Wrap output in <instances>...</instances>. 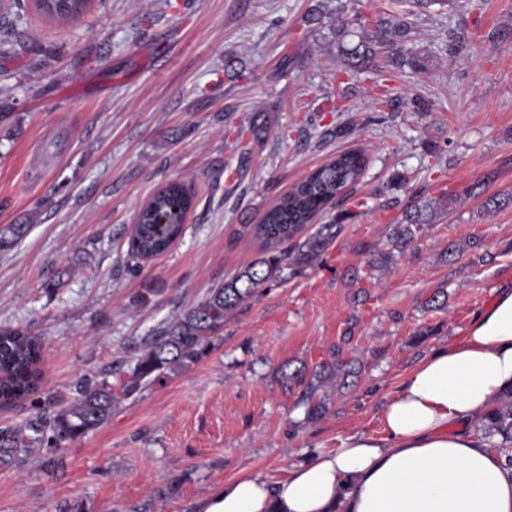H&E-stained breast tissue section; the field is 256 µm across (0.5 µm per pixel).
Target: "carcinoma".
Wrapping results in <instances>:
<instances>
[{
	"label": "carcinoma",
	"mask_w": 512,
	"mask_h": 512,
	"mask_svg": "<svg viewBox=\"0 0 512 512\" xmlns=\"http://www.w3.org/2000/svg\"><path fill=\"white\" fill-rule=\"evenodd\" d=\"M22 11L33 6L35 12L56 21L75 20L90 5V0H14ZM407 26L396 14L379 20L373 31L344 49L340 64L344 70L372 71L379 52L387 51L403 64L417 70L422 60L396 45L395 38L406 35ZM366 166L365 156L351 151L337 156L299 183L291 192L268 209L260 223L252 226L254 237L270 248L291 243L277 254L260 258L238 272L220 288L211 289L199 302L185 309L176 319L141 340L140 354L126 371L104 369L91 378H82L75 386L72 401L52 413L42 412L35 421L8 435L0 434V460L14 459L31 453L36 446L55 452L77 437L98 428L122 405L144 387L164 378L168 372L196 362L210 343L213 335L224 325V319L242 303L253 298L260 288L280 277L283 263L297 268L311 265L327 240L333 234L332 225L324 224L303 241L298 234L316 214L355 184ZM192 205L189 190L173 182L157 191L141 214V222L132 230L129 253L135 259L165 251L179 237L183 226L168 224L160 229L154 224L155 214L165 212L176 216ZM448 208V201L427 199L416 205L407 216V224L397 229L394 245L401 249L415 237V227L434 224ZM25 224H10L0 233V247H7L24 236ZM21 330L8 332L0 338V404L8 405L33 394L41 381L40 362L42 345L28 341L25 348L18 346L16 337ZM340 367L336 353L328 361L315 365L312 379L305 380L297 370L285 376V382L306 383L304 421L318 420L325 406L312 403L318 384L337 376ZM477 437L488 447L503 454L505 466L512 470V396L502 399L493 410L478 420Z\"/></svg>",
	"instance_id": "obj_1"
}]
</instances>
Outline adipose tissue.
Masks as SVG:
<instances>
[{"label":"adipose tissue","mask_w":512,"mask_h":512,"mask_svg":"<svg viewBox=\"0 0 512 512\" xmlns=\"http://www.w3.org/2000/svg\"><path fill=\"white\" fill-rule=\"evenodd\" d=\"M512 394V290L464 336L424 358L381 409L385 434L356 432L286 479L246 473L198 512H512V471L476 437L449 431Z\"/></svg>","instance_id":"1"}]
</instances>
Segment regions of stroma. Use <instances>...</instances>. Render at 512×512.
<instances>
[{
	"label": "stroma",
	"mask_w": 512,
	"mask_h": 512,
	"mask_svg": "<svg viewBox=\"0 0 512 512\" xmlns=\"http://www.w3.org/2000/svg\"><path fill=\"white\" fill-rule=\"evenodd\" d=\"M480 2L406 8L424 69L383 52L360 74L340 67L334 18L353 43L391 0H92L70 23L0 5L40 46L0 54V229L30 227L0 249V332L44 343L43 382L0 408L1 433L262 257L251 225L313 170L367 158L306 226L337 225L313 264L55 456L0 464V512H195L242 473L278 481L353 432L382 436L409 372L512 289V0ZM172 181L194 196L183 232L135 261V214ZM443 194L447 212L395 248L406 211ZM336 344L357 373L323 383L327 411L305 422L282 375Z\"/></svg>",
	"instance_id": "stroma-1"
}]
</instances>
